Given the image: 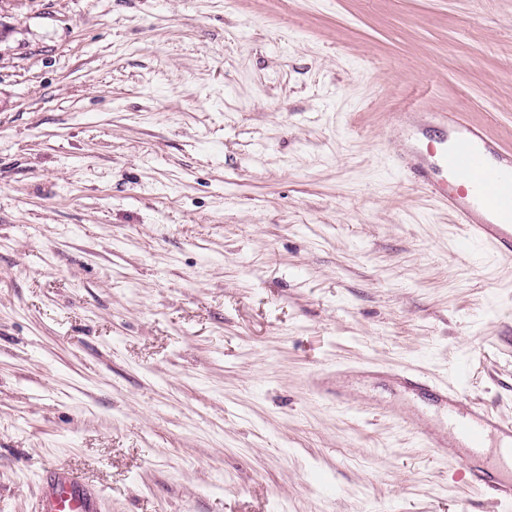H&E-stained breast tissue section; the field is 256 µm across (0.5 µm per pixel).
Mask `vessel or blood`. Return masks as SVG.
<instances>
[{"instance_id":"1","label":"vessel or blood","mask_w":512,"mask_h":512,"mask_svg":"<svg viewBox=\"0 0 512 512\" xmlns=\"http://www.w3.org/2000/svg\"><path fill=\"white\" fill-rule=\"evenodd\" d=\"M446 136L437 149L423 151L422 127L408 126L412 143L405 161L416 184L446 208L461 224L469 240L488 247L500 259H512V152L503 151L480 125L456 114L445 120ZM493 175V190L483 187ZM401 391L428 401L439 409L442 421L434 424L419 414L402 416V423L417 430L425 446L440 456H453L468 487L481 495L512 503V421L485 406L464 401L454 388L430 383L415 374L395 375ZM462 448L486 449L484 465L474 470ZM100 496L72 471L57 468L41 492V512H100Z\"/></svg>"}]
</instances>
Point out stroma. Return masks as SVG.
<instances>
[{
  "label": "stroma",
  "instance_id": "35a3bbf8",
  "mask_svg": "<svg viewBox=\"0 0 512 512\" xmlns=\"http://www.w3.org/2000/svg\"><path fill=\"white\" fill-rule=\"evenodd\" d=\"M0 512H512L397 414L512 420V261L393 113L512 150V0H0ZM358 372L354 402L314 373ZM100 495L72 471L57 468L41 491L40 512H100Z\"/></svg>",
  "mask_w": 512,
  "mask_h": 512
}]
</instances>
